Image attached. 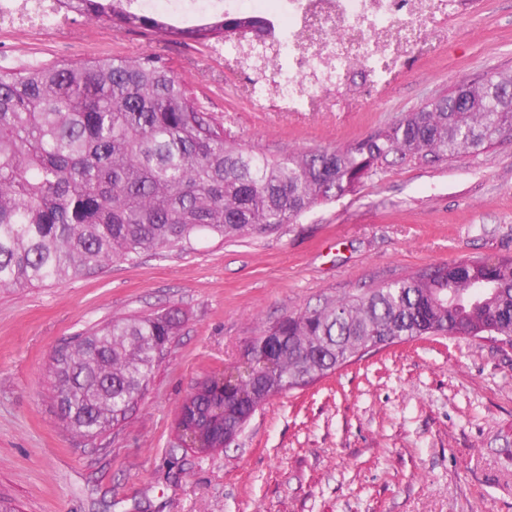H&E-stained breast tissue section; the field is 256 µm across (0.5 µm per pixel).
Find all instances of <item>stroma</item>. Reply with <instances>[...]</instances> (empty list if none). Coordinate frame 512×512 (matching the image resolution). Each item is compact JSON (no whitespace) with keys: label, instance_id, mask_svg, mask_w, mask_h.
<instances>
[{"label":"stroma","instance_id":"obj_1","mask_svg":"<svg viewBox=\"0 0 512 512\" xmlns=\"http://www.w3.org/2000/svg\"><path fill=\"white\" fill-rule=\"evenodd\" d=\"M194 26L219 0H135ZM216 41L76 17L41 32L0 18V72L156 54L202 112L266 153L342 147L491 71L512 72V0H457L379 86L330 85L322 111L254 104L262 75ZM512 255V141L434 164L393 161L281 230L200 234L70 283L0 289V512H512V348L436 336L367 353L259 408L225 448L179 445L182 402L262 327L457 259ZM179 310L127 420L96 439L62 421L56 351L98 323Z\"/></svg>","mask_w":512,"mask_h":512}]
</instances>
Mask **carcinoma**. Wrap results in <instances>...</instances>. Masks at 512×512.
<instances>
[{
  "mask_svg": "<svg viewBox=\"0 0 512 512\" xmlns=\"http://www.w3.org/2000/svg\"><path fill=\"white\" fill-rule=\"evenodd\" d=\"M131 0H54L89 20L111 15L167 35L161 16ZM262 16H217L187 32L208 41L252 29ZM510 74L466 83L342 148L272 155L242 148L205 117L158 56L95 57L0 72V289L65 283L200 232L221 239L271 233L353 188L389 158L433 164L512 137ZM180 324L176 311L112 320L55 356L56 401L67 425L95 439L125 420ZM285 336L282 362L226 396L200 383L184 402L180 439L198 453L224 448V425L303 388L371 349L428 336H500L512 345V256L432 265L366 294L263 328Z\"/></svg>",
  "mask_w": 512,
  "mask_h": 512,
  "instance_id": "cac0c4a2",
  "label": "carcinoma"
}]
</instances>
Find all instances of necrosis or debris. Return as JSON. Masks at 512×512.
Returning a JSON list of instances; mask_svg holds the SVG:
<instances>
[{
  "label": "necrosis or debris",
  "instance_id": "obj_1",
  "mask_svg": "<svg viewBox=\"0 0 512 512\" xmlns=\"http://www.w3.org/2000/svg\"><path fill=\"white\" fill-rule=\"evenodd\" d=\"M451 0H259L271 21L273 77L263 96L313 112L330 80L363 69L379 83Z\"/></svg>",
  "mask_w": 512,
  "mask_h": 512
}]
</instances>
